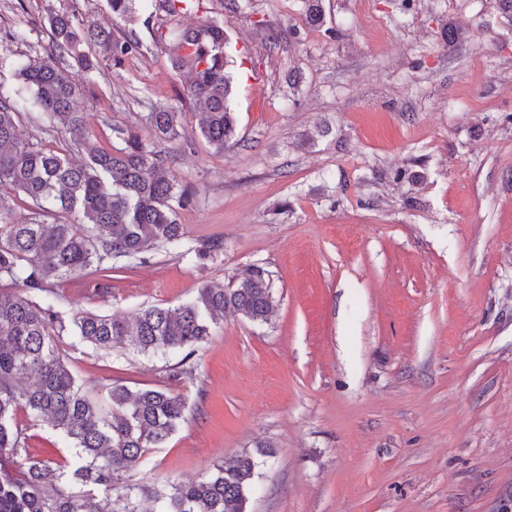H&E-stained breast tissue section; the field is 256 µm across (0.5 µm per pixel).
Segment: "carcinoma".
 Segmentation results:
<instances>
[{
  "label": "carcinoma",
  "mask_w": 512,
  "mask_h": 512,
  "mask_svg": "<svg viewBox=\"0 0 512 512\" xmlns=\"http://www.w3.org/2000/svg\"><path fill=\"white\" fill-rule=\"evenodd\" d=\"M176 15L203 0H108L112 14L126 17L135 2ZM307 22L324 24L323 0H303ZM52 52L15 67V77L43 109L35 122L43 132L73 136L84 159L19 132L18 102L0 92V512H246L258 462L245 454L218 464L199 479L171 490L135 479L144 456L176 432L184 402L166 388L133 390L107 384L105 409L82 388L60 343L71 337L97 350L130 346L144 354L184 353L174 377L189 375L190 357L212 325L231 308L252 322H266L274 296L269 271L246 269L228 286L207 285L175 307L146 306L131 316L96 313L66 317L49 280L89 274L108 277L118 258L134 259L155 246L177 247L183 238L176 207L191 203L193 190L174 173L175 154L149 150L138 137L116 130L121 145L104 147L85 135L86 113L77 108L82 88L68 70L89 74L106 65L83 50L107 45L113 65L141 51L135 36L114 37L83 26L67 14L48 18ZM174 67L186 70L187 96L204 114L199 136L222 151L236 141L230 107L234 76L227 71L224 20L208 18L198 29L165 39ZM148 121L159 143L179 138L178 113L158 106ZM30 206L27 219L13 218V199ZM62 214L66 220L45 223ZM47 419L70 450V460L52 467L28 455L30 424Z\"/></svg>",
  "instance_id": "carcinoma-1"
}]
</instances>
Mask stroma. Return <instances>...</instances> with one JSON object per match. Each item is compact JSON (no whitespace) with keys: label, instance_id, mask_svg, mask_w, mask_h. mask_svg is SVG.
<instances>
[{"label":"stroma","instance_id":"35a3bbf8","mask_svg":"<svg viewBox=\"0 0 512 512\" xmlns=\"http://www.w3.org/2000/svg\"><path fill=\"white\" fill-rule=\"evenodd\" d=\"M398 2L324 0L333 37L301 0L132 21L107 0H0V88L19 95L23 137L39 136L40 109L14 66L49 54L58 12L143 45L106 75L74 72L90 139L107 147L123 128L151 148L147 112L181 114L175 172L196 190L177 211L181 248L54 281L64 315L176 306L252 265L272 277L269 322L225 311L192 376L171 379L176 354L70 351L98 401L116 379L183 399L140 482L246 453L261 462L246 512H512V23L493 0H414L405 15ZM207 16L236 61L237 142L221 152L199 140L203 114L155 39ZM378 168L419 179L377 184ZM212 241L222 251L199 259Z\"/></svg>","mask_w":512,"mask_h":512}]
</instances>
